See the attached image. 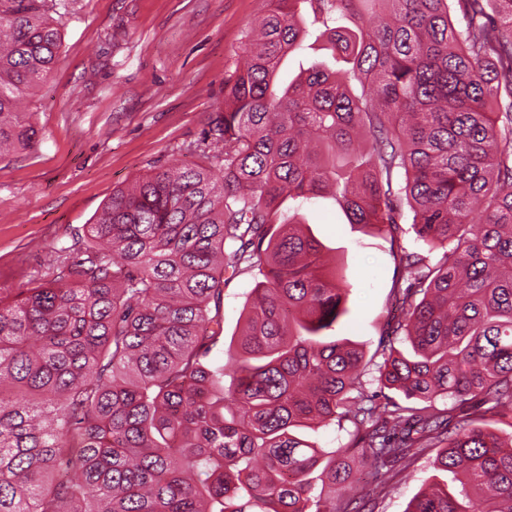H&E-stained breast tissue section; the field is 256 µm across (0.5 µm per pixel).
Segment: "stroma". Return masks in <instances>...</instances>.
Instances as JSON below:
<instances>
[{"mask_svg":"<svg viewBox=\"0 0 512 512\" xmlns=\"http://www.w3.org/2000/svg\"><path fill=\"white\" fill-rule=\"evenodd\" d=\"M267 0H66L59 63L25 99L41 128L33 148L0 157V293L16 294L52 277L56 251L94 223L114 188L155 169L198 163L188 152L224 104L235 69ZM313 235L336 251L353 285L338 336L364 347L375 378L391 319L390 290L403 276L400 249L426 253L400 221L397 237L348 223L335 199L299 211ZM259 275L244 270L224 286V334L238 335L244 304ZM436 449L395 466L374 512H405L434 472Z\"/></svg>","mask_w":512,"mask_h":512,"instance_id":"1","label":"stroma"}]
</instances>
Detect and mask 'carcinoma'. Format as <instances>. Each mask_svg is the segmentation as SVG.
<instances>
[{"mask_svg": "<svg viewBox=\"0 0 512 512\" xmlns=\"http://www.w3.org/2000/svg\"><path fill=\"white\" fill-rule=\"evenodd\" d=\"M224 110L195 145L207 164L161 167L112 191L59 273L0 294V512H361L350 454L379 484L438 448L434 484L405 512H512V0H269ZM65 4L0 0V154L38 129L21 97L60 56ZM341 59L286 84L309 35ZM361 84L354 94L351 81ZM334 197L390 238L394 342L369 394L364 350L338 339L352 290L287 200ZM256 269L231 364L224 274ZM231 377L224 385V377ZM472 400L485 411L454 420ZM348 421L325 451L306 430Z\"/></svg>", "mask_w": 512, "mask_h": 512, "instance_id": "1", "label": "carcinoma"}]
</instances>
